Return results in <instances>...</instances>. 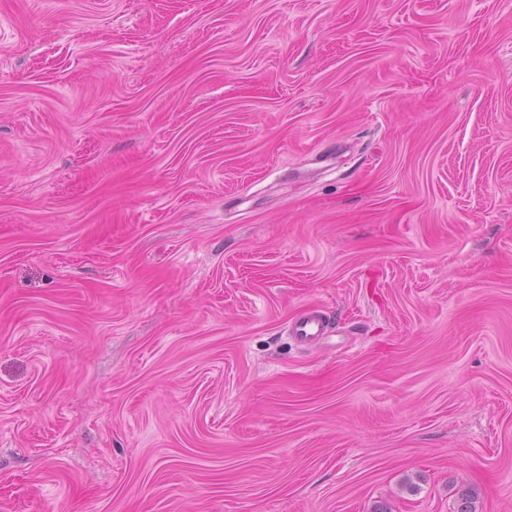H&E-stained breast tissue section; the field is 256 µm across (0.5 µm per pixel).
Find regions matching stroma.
<instances>
[{
	"label": "stroma",
	"instance_id": "obj_1",
	"mask_svg": "<svg viewBox=\"0 0 512 512\" xmlns=\"http://www.w3.org/2000/svg\"><path fill=\"white\" fill-rule=\"evenodd\" d=\"M464 489L512 512V0H0V512ZM330 329L329 320L322 310H309L291 322L289 334L301 342L308 343L328 336Z\"/></svg>",
	"mask_w": 512,
	"mask_h": 512
}]
</instances>
